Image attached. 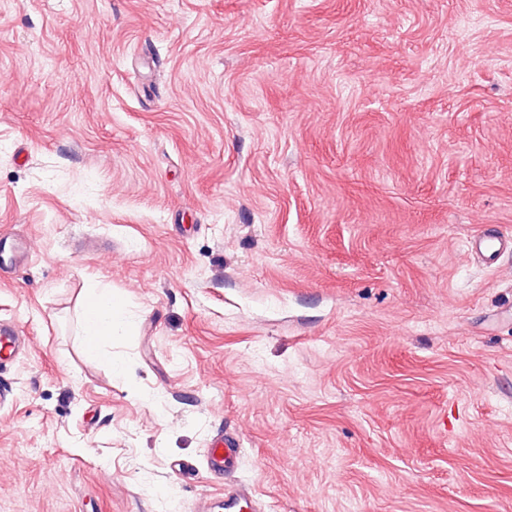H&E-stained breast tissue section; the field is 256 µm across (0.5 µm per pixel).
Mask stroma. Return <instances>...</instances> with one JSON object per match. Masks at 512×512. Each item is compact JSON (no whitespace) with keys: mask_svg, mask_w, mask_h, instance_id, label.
Returning a JSON list of instances; mask_svg holds the SVG:
<instances>
[{"mask_svg":"<svg viewBox=\"0 0 512 512\" xmlns=\"http://www.w3.org/2000/svg\"><path fill=\"white\" fill-rule=\"evenodd\" d=\"M499 230L512 0H0V512H512ZM466 247L469 254L480 255L485 263L495 265L504 251L512 253V234L503 231L494 234L482 233L471 237ZM125 304L112 288L91 283L84 289L82 336L84 352L98 357L104 343L112 345V336H125L131 327ZM23 344L17 328L10 322H0V366H5L15 358ZM223 446H225L224 454L217 449ZM237 446L230 438L218 439L216 449L212 452L208 462L210 470L218 473L220 476H225V479L231 483L228 484V488L224 493V510L226 512H241L242 509L238 508V504L244 500L246 495L250 494V489L246 485L234 483L232 479L236 471V458L240 454L241 449Z\"/></svg>","mask_w":512,"mask_h":512,"instance_id":"35a3bbf8","label":"stroma"}]
</instances>
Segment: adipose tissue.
I'll use <instances>...</instances> for the list:
<instances>
[{
  "instance_id": "ef3b65f1",
  "label": "adipose tissue",
  "mask_w": 512,
  "mask_h": 512,
  "mask_svg": "<svg viewBox=\"0 0 512 512\" xmlns=\"http://www.w3.org/2000/svg\"><path fill=\"white\" fill-rule=\"evenodd\" d=\"M131 326L124 303L111 288L89 284L84 290L82 306L83 348L88 356L96 357L102 344L113 337L125 335Z\"/></svg>"
}]
</instances>
